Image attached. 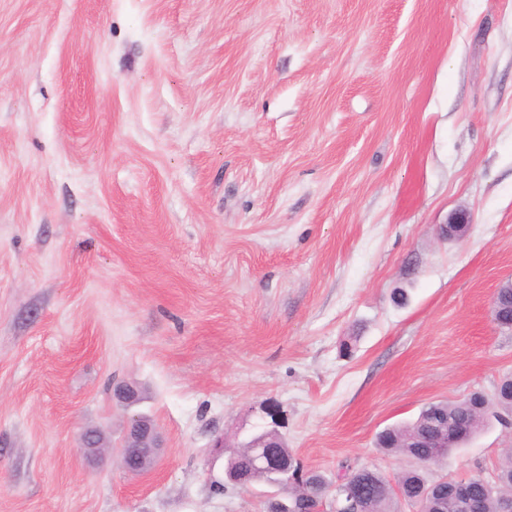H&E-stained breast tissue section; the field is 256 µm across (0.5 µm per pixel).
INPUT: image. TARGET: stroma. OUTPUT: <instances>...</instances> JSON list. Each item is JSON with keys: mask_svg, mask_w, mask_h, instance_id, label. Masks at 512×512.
<instances>
[{"mask_svg": "<svg viewBox=\"0 0 512 512\" xmlns=\"http://www.w3.org/2000/svg\"><path fill=\"white\" fill-rule=\"evenodd\" d=\"M511 277L512 0H0V512H263L213 444L273 426L396 480L381 430L512 373ZM119 384L142 475L79 449ZM470 224V214L465 210H456L449 215L447 223L440 227L439 235L448 239L463 237ZM120 447L124 448L122 455H126L127 461L132 458L134 450H137L136 463L125 464L124 467L133 473H144L153 469L159 457L162 444L153 421L143 415L134 414L129 417L122 434ZM145 465H151L146 471L140 472Z\"/></svg>", "mask_w": 512, "mask_h": 512, "instance_id": "35a3bbf8", "label": "stroma"}]
</instances>
